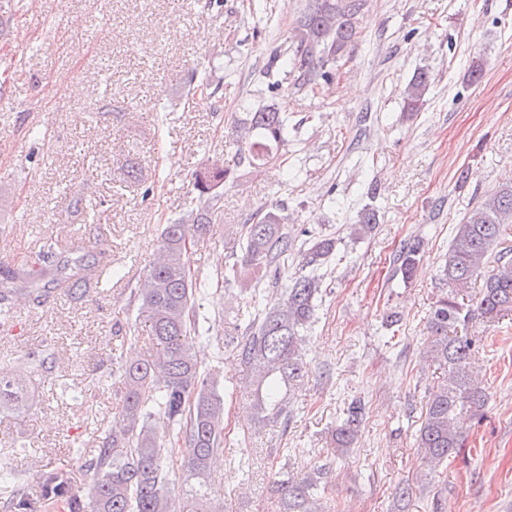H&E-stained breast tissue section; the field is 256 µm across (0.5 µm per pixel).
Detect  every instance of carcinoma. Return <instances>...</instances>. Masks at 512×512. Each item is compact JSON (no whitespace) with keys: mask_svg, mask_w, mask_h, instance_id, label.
Wrapping results in <instances>:
<instances>
[{"mask_svg":"<svg viewBox=\"0 0 512 512\" xmlns=\"http://www.w3.org/2000/svg\"><path fill=\"white\" fill-rule=\"evenodd\" d=\"M367 2L303 0L292 35L275 47L269 68L294 74L298 85L313 91L333 82L336 64L358 40ZM431 84L428 71L416 72L402 92L404 110L420 111ZM218 90L201 76L191 82L187 95L202 101ZM288 134V113L278 105H249L235 129L236 157L251 168L264 166L278 157ZM230 175L223 162L206 163L195 174L187 214L162 225L156 252L133 289L152 350L119 363L121 404L84 463L92 473L88 500L71 494L69 478L53 470L47 471L43 483L44 495L66 500L70 512H223L208 502L207 478L213 458L224 447V394L217 375L202 370L187 342L193 337L200 343L208 341L201 300L209 283L191 267L189 253L221 215ZM505 224H512V182L499 185L466 213L440 264L447 291L440 294L429 316L424 353L447 367L448 374L431 389L417 435L422 462L432 472L462 449L459 416L478 415L487 403L471 363L472 341L449 332L476 314L489 321L512 314V261L492 258ZM375 226L376 210L366 208L351 227V235L367 236ZM295 249L307 272L290 276L285 259ZM335 254L332 235L298 241L285 207L278 203L257 208L236 228L233 263L225 273L216 274V280L254 275L253 317L237 347L251 368L242 393L260 424L276 427L292 417L296 395L308 375L304 345L323 293L320 270ZM424 254L422 239L403 243L395 259V274L403 283L415 277ZM98 263L89 252L60 251L55 242H45L21 273L0 281V321L11 318L7 301L19 290L37 301L63 287L70 298L82 299ZM478 279L482 280L479 296L469 309L456 300V292ZM263 282L284 285L271 307L264 304ZM30 398L27 374L0 365V412L20 416L28 410ZM363 415L362 401H352L333 438L339 450L354 444ZM179 456L184 457L190 481L185 491L188 510L181 508L170 488L169 475ZM0 478L12 487L5 509L25 512L28 488L13 472ZM324 478L322 468L303 475L280 473L271 488L278 512H323Z\"/></svg>","mask_w":512,"mask_h":512,"instance_id":"1","label":"carcinoma"}]
</instances>
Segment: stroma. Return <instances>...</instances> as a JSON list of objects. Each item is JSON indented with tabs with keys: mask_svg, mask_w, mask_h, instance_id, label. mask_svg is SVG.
I'll return each mask as SVG.
<instances>
[{
	"mask_svg": "<svg viewBox=\"0 0 512 512\" xmlns=\"http://www.w3.org/2000/svg\"><path fill=\"white\" fill-rule=\"evenodd\" d=\"M28 2L0 0L12 17L0 38V274L23 265L48 234L111 254L118 269L77 302L15 297L11 320L0 323L1 361L46 347L59 357L52 375L32 377L26 416L0 415V469L25 480L29 512H64L39 495L49 466L86 496L79 452L91 447L93 426L111 421L120 392L98 381L141 327L130 292L162 224L183 215L196 170L216 157L232 175L194 267L212 276L232 264V225L276 200L296 236L326 231L337 243L322 269L309 373L288 428L258 427L236 391L250 377L234 348L252 312L246 293L212 290L204 299L210 336L200 359L220 373L227 420L208 476L213 500L224 512H276L267 487L281 471L322 467L326 512H512V315L476 317L460 330L474 342L489 394L481 415L461 419L460 453L428 481L416 443L427 395L446 374L420 361L443 288L439 263L469 205L512 181V0H369L358 42L315 93L265 71L300 0H263L257 14L249 0ZM420 69L433 83L411 114L401 92ZM204 71L220 93L188 102L192 74ZM274 82L288 86L286 96H271ZM271 99L292 128L284 165H237V119ZM130 154L145 184L127 180ZM366 207L377 225L357 239L349 226ZM415 236L426 253L405 284L393 256ZM391 312L399 326H385ZM355 397L365 417L340 454L332 434ZM404 485L410 495L397 500Z\"/></svg>",
	"mask_w": 512,
	"mask_h": 512,
	"instance_id": "stroma-1",
	"label": "stroma"
}]
</instances>
